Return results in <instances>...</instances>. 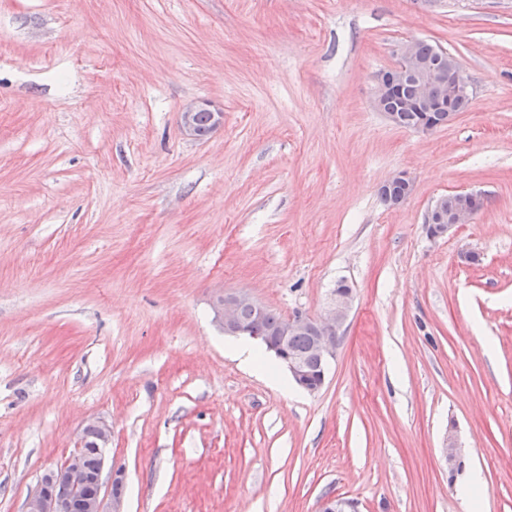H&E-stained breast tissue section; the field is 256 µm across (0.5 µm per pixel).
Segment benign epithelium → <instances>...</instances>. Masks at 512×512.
I'll use <instances>...</instances> for the list:
<instances>
[{
    "instance_id": "benign-epithelium-1",
    "label": "benign epithelium",
    "mask_w": 512,
    "mask_h": 512,
    "mask_svg": "<svg viewBox=\"0 0 512 512\" xmlns=\"http://www.w3.org/2000/svg\"><path fill=\"white\" fill-rule=\"evenodd\" d=\"M410 78L417 81V93L413 105L422 112H437L447 108L446 98L469 90L470 84L464 78L461 66L453 63L440 71H432L416 53V41L401 44L399 63L396 67L383 72L376 83L374 106L382 109V102L394 95ZM211 113V131H216L224 124V112L211 108L207 101L193 103L179 113V126L189 135L198 136L196 114ZM401 184L406 193L413 191L414 183L407 172L401 171L382 186L380 193L385 194ZM479 194L472 191L456 192L451 196L442 195L430 208L426 223L429 235L433 238L444 237L462 224L469 223L474 215L473 203ZM354 303L350 289L336 288L329 308L318 317L297 314L280 325L276 331L261 339L266 349L271 352L288 369L290 377L297 385L310 393L320 391L325 383L328 364L336 356V349L341 336L344 335L349 314ZM250 308L256 313L264 310L250 294L237 292L216 298L212 304L214 320L224 329V334L240 336L247 333L241 320V311ZM309 330L314 335V344L310 354L301 357L288 351V337L299 335ZM319 375V382L314 385L306 383L310 372ZM112 440V428L103 420L89 423L82 432L79 443L66 461L51 467L43 473L37 489L28 497L25 512H120L121 493L107 491V488L122 485L120 475L106 476L105 451ZM85 448L94 449L99 459L97 473L90 474L84 467L79 453ZM443 455L448 468H453L461 457V448L453 430H448V437L443 446ZM69 489V496L57 493V487ZM320 512H356L353 501L331 497L322 502Z\"/></svg>"
}]
</instances>
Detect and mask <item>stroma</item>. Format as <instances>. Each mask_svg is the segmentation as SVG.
<instances>
[{
    "instance_id": "stroma-1",
    "label": "stroma",
    "mask_w": 512,
    "mask_h": 512,
    "mask_svg": "<svg viewBox=\"0 0 512 512\" xmlns=\"http://www.w3.org/2000/svg\"><path fill=\"white\" fill-rule=\"evenodd\" d=\"M409 40L473 88L428 135L373 103ZM199 100L224 125L195 140ZM454 191L483 208L429 238ZM341 282L315 394L212 320L239 291L316 317ZM95 419L122 512H462L473 471L512 512V0H0V512ZM211 107L212 105L207 101L193 103L185 107L179 114V126L181 130L189 136L198 137L199 132V135L204 137L209 135V132L213 133L221 128L224 124V113L221 110L212 109ZM397 184H402L404 187L397 186L392 190L391 195L385 194L389 193L391 189ZM413 187L414 183L410 176L408 175V173L405 171L398 172L381 186V198L385 204L390 206V201L397 202L403 198L405 190L407 193V197L410 196L413 191ZM233 356L244 365L261 373H266V366L260 358L258 350L250 344L239 343L232 347Z\"/></svg>"
}]
</instances>
